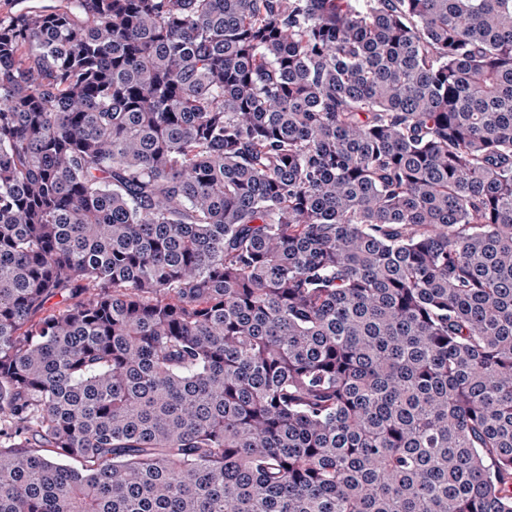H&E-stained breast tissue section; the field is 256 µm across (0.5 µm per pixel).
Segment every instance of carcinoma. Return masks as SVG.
<instances>
[{"instance_id":"cac0c4a2","label":"carcinoma","mask_w":512,"mask_h":512,"mask_svg":"<svg viewBox=\"0 0 512 512\" xmlns=\"http://www.w3.org/2000/svg\"><path fill=\"white\" fill-rule=\"evenodd\" d=\"M0 512H512V0H11Z\"/></svg>"}]
</instances>
